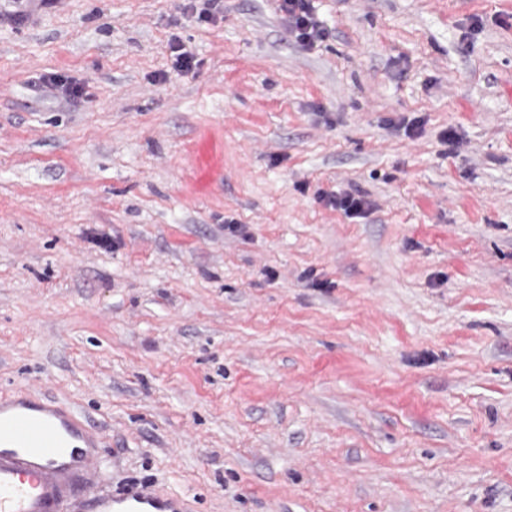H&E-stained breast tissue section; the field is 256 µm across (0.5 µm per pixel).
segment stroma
I'll use <instances>...</instances> for the list:
<instances>
[{
    "label": "stroma",
    "instance_id": "stroma-1",
    "mask_svg": "<svg viewBox=\"0 0 512 512\" xmlns=\"http://www.w3.org/2000/svg\"><path fill=\"white\" fill-rule=\"evenodd\" d=\"M313 4L0 18V393L187 512H512V0ZM278 9L284 13L288 21V31L297 41L307 46H313L326 37L313 13L311 0H278Z\"/></svg>",
    "mask_w": 512,
    "mask_h": 512
}]
</instances>
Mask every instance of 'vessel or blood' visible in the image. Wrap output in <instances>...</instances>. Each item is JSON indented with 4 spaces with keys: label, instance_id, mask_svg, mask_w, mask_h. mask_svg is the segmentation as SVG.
<instances>
[{
    "label": "vessel or blood",
    "instance_id": "b4317fda",
    "mask_svg": "<svg viewBox=\"0 0 512 512\" xmlns=\"http://www.w3.org/2000/svg\"><path fill=\"white\" fill-rule=\"evenodd\" d=\"M103 460L70 406L27 388L0 395V512H186L183 497L147 485L98 492Z\"/></svg>",
    "mask_w": 512,
    "mask_h": 512
}]
</instances>
